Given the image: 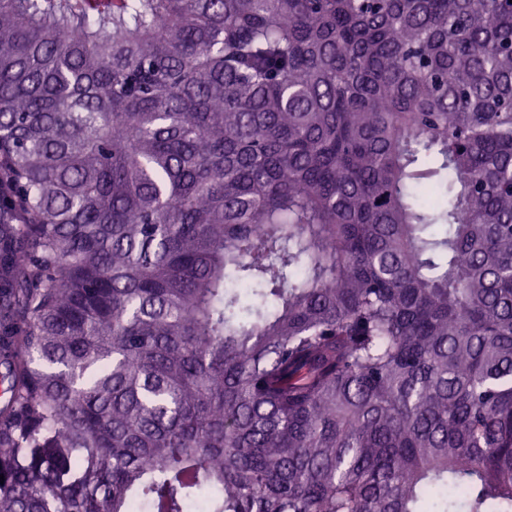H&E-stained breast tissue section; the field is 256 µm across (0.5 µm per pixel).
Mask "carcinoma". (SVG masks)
<instances>
[{"mask_svg": "<svg viewBox=\"0 0 512 512\" xmlns=\"http://www.w3.org/2000/svg\"><path fill=\"white\" fill-rule=\"evenodd\" d=\"M0 362V512H512V3L0 0Z\"/></svg>", "mask_w": 512, "mask_h": 512, "instance_id": "1", "label": "carcinoma"}]
</instances>
